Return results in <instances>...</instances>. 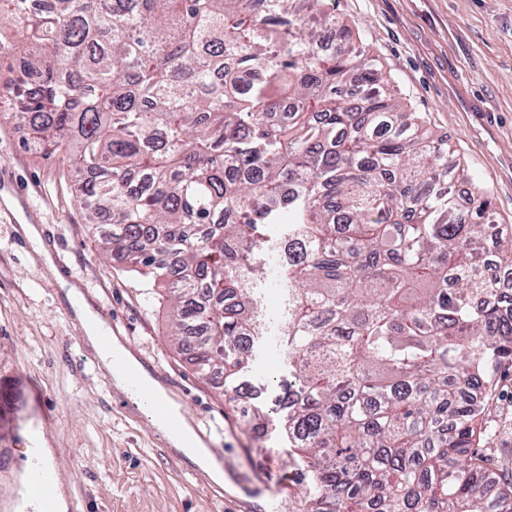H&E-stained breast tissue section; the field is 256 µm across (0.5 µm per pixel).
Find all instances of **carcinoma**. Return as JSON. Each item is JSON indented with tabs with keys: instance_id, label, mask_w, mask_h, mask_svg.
<instances>
[{
	"instance_id": "1",
	"label": "carcinoma",
	"mask_w": 512,
	"mask_h": 512,
	"mask_svg": "<svg viewBox=\"0 0 512 512\" xmlns=\"http://www.w3.org/2000/svg\"><path fill=\"white\" fill-rule=\"evenodd\" d=\"M28 144L70 155L102 249L165 288L236 400L287 300L270 407L298 512H512L473 451L512 364V231L325 0H0ZM109 227L100 229L102 214Z\"/></svg>"
}]
</instances>
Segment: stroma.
<instances>
[{"mask_svg": "<svg viewBox=\"0 0 512 512\" xmlns=\"http://www.w3.org/2000/svg\"><path fill=\"white\" fill-rule=\"evenodd\" d=\"M377 56L405 111L444 135L466 174L488 189L512 226V0H329ZM27 130L0 114V499L32 434L64 476L78 512H296L297 482L275 430L259 434L224 400L220 379L198 376L167 336L168 304L125 262L103 255L75 192L81 175L35 154ZM54 234L88 301L137 359L185 407L224 465L221 495L182 475L145 413L120 398L80 336L68 283L48 275L21 225ZM277 313L254 349L248 402L269 397L281 375ZM479 447L492 469L512 468V369L492 390Z\"/></svg>", "mask_w": 512, "mask_h": 512, "instance_id": "stroma-1", "label": "stroma"}]
</instances>
